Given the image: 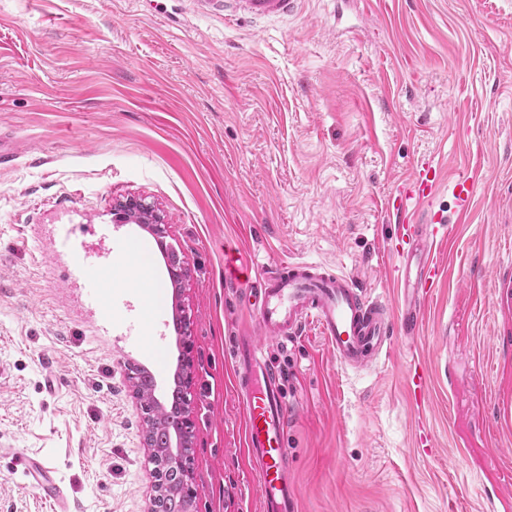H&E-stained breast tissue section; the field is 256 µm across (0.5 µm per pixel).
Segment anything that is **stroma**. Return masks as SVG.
Returning <instances> with one entry per match:
<instances>
[{"instance_id": "stroma-1", "label": "stroma", "mask_w": 512, "mask_h": 512, "mask_svg": "<svg viewBox=\"0 0 512 512\" xmlns=\"http://www.w3.org/2000/svg\"><path fill=\"white\" fill-rule=\"evenodd\" d=\"M0 512H53L13 449L46 458L75 512H148L155 479L134 368L172 384L182 307L192 350L196 512H260L228 336L253 317L224 248L264 273L291 259L401 290L385 202L423 162L436 199L475 182L417 336L369 370L317 328L275 347L299 512H512V0H0ZM153 206L188 269L117 221ZM151 270H131L132 247ZM433 375L422 406L407 370ZM436 450L416 448L420 430ZM241 2L244 11L253 16L272 13H291L297 0H236Z\"/></svg>"}]
</instances>
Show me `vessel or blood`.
Returning <instances> with one entry per match:
<instances>
[{
  "label": "vessel or blood",
  "instance_id": "1",
  "mask_svg": "<svg viewBox=\"0 0 512 512\" xmlns=\"http://www.w3.org/2000/svg\"><path fill=\"white\" fill-rule=\"evenodd\" d=\"M241 3L247 13L263 16L292 12L296 0ZM440 188L436 165L427 163L387 201L388 211L399 219L391 251L402 268L403 300L395 312L368 297L356 277L332 272L316 262L284 263L261 281H254L252 263L233 249H225L224 283L229 288H245L247 303L260 326L256 332L235 330L229 338V355L234 387L244 409L247 463L261 488V512L298 510V490L288 476V404L282 373L270 357V341L294 339L311 324L341 365L364 369L375 366L394 332L417 335L422 309L440 273L432 249L448 232L449 214L435 205ZM452 194L454 214L464 217L474 197L472 178H457ZM430 383L427 370L419 366L410 369L408 385L415 402L424 400ZM14 458L24 475L57 501L59 512H69L62 488L49 478L45 460L21 452Z\"/></svg>",
  "mask_w": 512,
  "mask_h": 512
}]
</instances>
